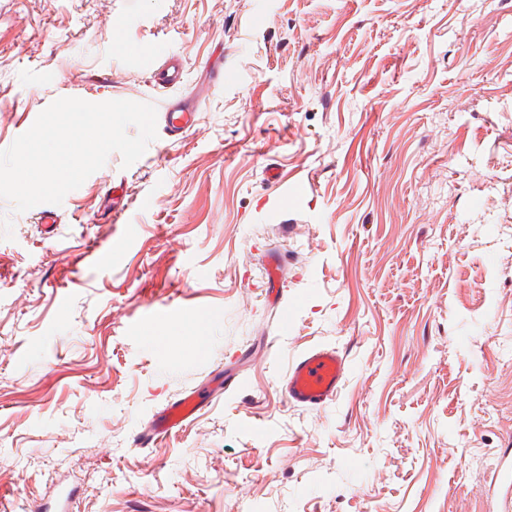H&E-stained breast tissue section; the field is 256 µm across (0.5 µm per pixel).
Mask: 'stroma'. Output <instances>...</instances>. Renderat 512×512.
<instances>
[{
  "label": "stroma",
  "instance_id": "obj_1",
  "mask_svg": "<svg viewBox=\"0 0 512 512\" xmlns=\"http://www.w3.org/2000/svg\"><path fill=\"white\" fill-rule=\"evenodd\" d=\"M122 17L148 61L161 45L182 55L179 86L113 56ZM218 55L226 74L199 130L158 135L127 168L111 153L57 205L52 233L40 207L0 199V501L34 512L66 476L72 512H498L512 13L492 0H0V149L61 97L190 94ZM297 182L305 194L288 193ZM117 237L124 256L94 266L92 247ZM272 250L285 258L276 307ZM434 323L447 341L426 334ZM318 344L349 348L344 386L324 409L288 405V364ZM227 366L247 391L134 447Z\"/></svg>",
  "mask_w": 512,
  "mask_h": 512
}]
</instances>
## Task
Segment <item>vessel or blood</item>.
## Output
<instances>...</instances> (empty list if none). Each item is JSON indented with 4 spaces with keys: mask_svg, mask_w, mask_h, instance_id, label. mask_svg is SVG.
I'll use <instances>...</instances> for the list:
<instances>
[{
    "mask_svg": "<svg viewBox=\"0 0 512 512\" xmlns=\"http://www.w3.org/2000/svg\"><path fill=\"white\" fill-rule=\"evenodd\" d=\"M159 62L151 76L156 85L170 88L177 85L184 72L180 56L159 50ZM201 96L167 98L157 110V125L176 137L195 128L200 121ZM280 254L270 253L266 263L267 291L274 299H282ZM350 369L346 351L331 345H316L303 351L288 367L281 381L283 399L294 406L320 410L335 402ZM207 404L198 392H190L163 408L150 425L135 439L137 447L146 448L158 438L172 434L198 414Z\"/></svg>",
    "mask_w": 512,
    "mask_h": 512,
    "instance_id": "obj_1",
    "label": "vessel or blood"
}]
</instances>
